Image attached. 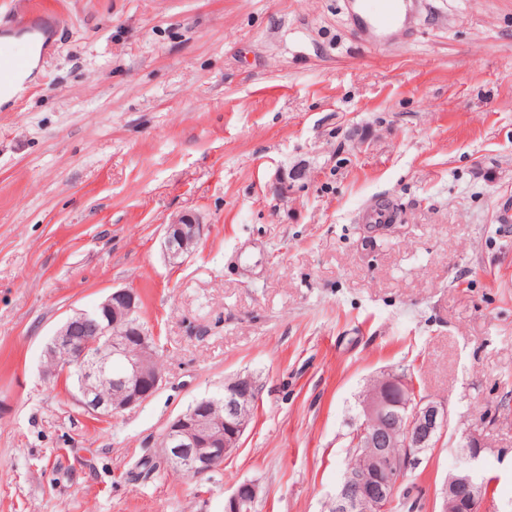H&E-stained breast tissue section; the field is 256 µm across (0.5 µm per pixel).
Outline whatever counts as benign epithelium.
<instances>
[{
    "instance_id": "1",
    "label": "benign epithelium",
    "mask_w": 512,
    "mask_h": 512,
    "mask_svg": "<svg viewBox=\"0 0 512 512\" xmlns=\"http://www.w3.org/2000/svg\"><path fill=\"white\" fill-rule=\"evenodd\" d=\"M204 224L193 214H181L164 228L162 250L168 262L180 264L197 249ZM136 293L127 288L110 293L91 310H78L68 316L46 347V357H68L65 365L50 368L54 376L79 371L76 394L78 405L87 413L109 416L149 400L160 389L163 371L149 364L155 355V341L134 318ZM110 336L101 351L90 352L101 337ZM124 360L123 372L112 377V386L120 402L102 394L96 380L106 371L110 360ZM257 397L256 382L237 375L224 385L221 397H204L166 424L165 465L199 478L224 463V458L239 448L247 429L243 416L246 406ZM224 415L217 417V404ZM450 427L447 405L424 397L403 373L387 372L359 400L357 425L352 432V447L371 449L361 454L362 465L344 473L329 506L336 512H386L390 502L420 464L421 455L440 446ZM465 463L448 474L440 490V512H469L475 501L485 499V485L473 462L481 446L478 430L462 432ZM260 498V487L243 481L224 501V512H252Z\"/></svg>"
}]
</instances>
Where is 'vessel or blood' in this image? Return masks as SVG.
Returning <instances> with one entry per match:
<instances>
[{
	"label": "vessel or blood",
	"mask_w": 512,
	"mask_h": 512,
	"mask_svg": "<svg viewBox=\"0 0 512 512\" xmlns=\"http://www.w3.org/2000/svg\"><path fill=\"white\" fill-rule=\"evenodd\" d=\"M410 0H346L350 33L360 42L384 43L392 31L413 30L415 14L409 6ZM59 25L57 15L36 7L28 11L24 27L31 32L52 31ZM30 63L24 52L0 48V91L10 88ZM392 212L383 201L366 204L359 213L363 224H387Z\"/></svg>",
	"instance_id": "b4317fda"
}]
</instances>
